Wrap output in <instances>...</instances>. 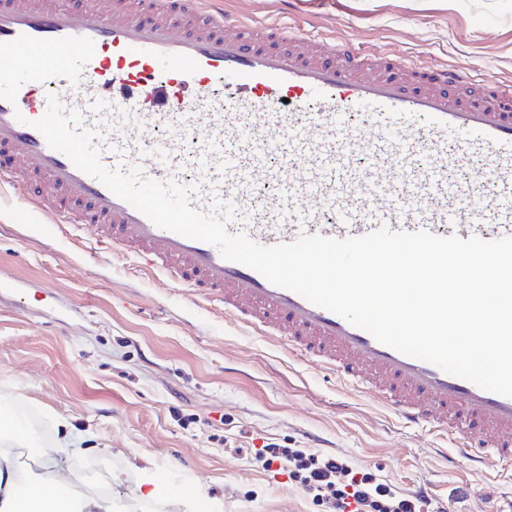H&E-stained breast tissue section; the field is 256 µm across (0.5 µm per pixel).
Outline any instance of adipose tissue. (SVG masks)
<instances>
[{
  "label": "adipose tissue",
  "instance_id": "obj_1",
  "mask_svg": "<svg viewBox=\"0 0 512 512\" xmlns=\"http://www.w3.org/2000/svg\"><path fill=\"white\" fill-rule=\"evenodd\" d=\"M67 467L66 458L53 457L22 479L16 455L0 451V512H66L70 501L61 490L69 482L61 472Z\"/></svg>",
  "mask_w": 512,
  "mask_h": 512
}]
</instances>
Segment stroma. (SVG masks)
I'll return each instance as SVG.
<instances>
[{"label": "stroma", "mask_w": 512, "mask_h": 512, "mask_svg": "<svg viewBox=\"0 0 512 512\" xmlns=\"http://www.w3.org/2000/svg\"><path fill=\"white\" fill-rule=\"evenodd\" d=\"M255 19L333 36L426 65L512 84V0H229ZM0 194V393L77 436L69 474L111 487L117 512H328L300 479L263 466L273 443L337 457L396 494L428 485L421 512H512V479L449 467V438L403 424L331 372L192 301L160 273L97 245L85 230L25 215ZM122 482L112 485L113 474ZM172 498L147 501L148 484Z\"/></svg>", "instance_id": "1"}]
</instances>
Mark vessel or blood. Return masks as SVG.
Segmentation results:
<instances>
[{"label": "vessel or blood", "instance_id": "obj_1", "mask_svg": "<svg viewBox=\"0 0 512 512\" xmlns=\"http://www.w3.org/2000/svg\"><path fill=\"white\" fill-rule=\"evenodd\" d=\"M0 0V185L32 179L34 213L90 229L190 296L285 341L403 421L448 434L450 464L512 468V397L367 331L161 229L52 149L49 96L106 132V166L229 202V232L273 246L386 226L512 236V85L355 49L226 0ZM468 175L466 186L449 172Z\"/></svg>", "mask_w": 512, "mask_h": 512}]
</instances>
